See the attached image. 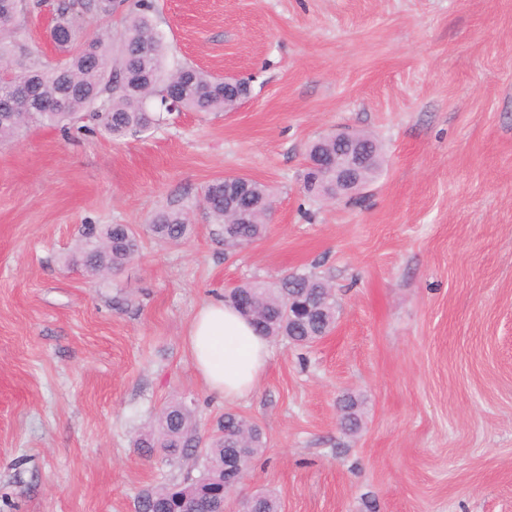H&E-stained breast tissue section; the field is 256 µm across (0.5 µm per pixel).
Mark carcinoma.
Instances as JSON below:
<instances>
[{
  "instance_id": "1",
  "label": "carcinoma",
  "mask_w": 512,
  "mask_h": 512,
  "mask_svg": "<svg viewBox=\"0 0 512 512\" xmlns=\"http://www.w3.org/2000/svg\"><path fill=\"white\" fill-rule=\"evenodd\" d=\"M48 6L54 13L57 30L67 33L54 39L59 58L47 63L23 46L10 40L21 19ZM125 7L126 25L119 36V47L112 37L83 34L84 26ZM152 0H0V62L7 63L11 75L0 77V142L7 141L31 125H57L65 133L74 127L90 131L81 124L88 120L99 131L114 138L145 133L164 121L163 103L167 88H179L176 111L225 112L234 98L249 93V81L224 90V79L189 64L165 69L169 46L155 28L150 14ZM372 158L362 173L365 182L380 171V147L367 137ZM308 194L325 197L336 192V182L304 176ZM272 197L265 185L237 201L244 218L240 224L224 219V180L215 179L202 192V205L211 222L228 243L243 247L258 238L271 212ZM148 229L155 236L179 242L190 231L187 213L167 208L157 212ZM72 261L92 276L117 271L139 254L136 232L129 224L82 225ZM320 278L308 273H290L276 283L253 280L231 289L225 301L247 317L255 330L273 337H284L296 347H307L316 334L326 329L331 299L323 311L303 322H288V301L303 290L316 294ZM359 404L347 399L341 425L347 432L359 428ZM249 447L239 458L240 477L250 471L253 460L263 452L266 441L259 426L247 417L226 412L218 424V434L204 440L192 405L180 400L167 405L151 429L141 434L139 448H158L167 461L193 459L199 475L179 484L144 492L137 501V512H171L177 501L194 512H215L222 497L214 491L224 485V464L238 439Z\"/></svg>"
}]
</instances>
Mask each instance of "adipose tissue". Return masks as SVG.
<instances>
[{
    "label": "adipose tissue",
    "instance_id": "ef3b65f1",
    "mask_svg": "<svg viewBox=\"0 0 512 512\" xmlns=\"http://www.w3.org/2000/svg\"><path fill=\"white\" fill-rule=\"evenodd\" d=\"M185 342L207 390L228 403L253 391L273 357L270 340L221 301L199 307Z\"/></svg>",
    "mask_w": 512,
    "mask_h": 512
}]
</instances>
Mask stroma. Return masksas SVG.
Returning <instances> with one entry per match:
<instances>
[{
  "instance_id": "obj_1",
  "label": "stroma",
  "mask_w": 512,
  "mask_h": 512,
  "mask_svg": "<svg viewBox=\"0 0 512 512\" xmlns=\"http://www.w3.org/2000/svg\"><path fill=\"white\" fill-rule=\"evenodd\" d=\"M175 53L248 79L231 112H175L115 140L34 125L0 147V512H135L191 476L136 437L176 400L204 435L224 412L266 448L229 497L281 512H512V0H155ZM347 127L381 147L362 198L306 193L308 145ZM269 187L263 235L226 246L199 202L211 180ZM189 210L179 244L145 226ZM85 224L140 229L139 256L89 276ZM311 272L337 323L273 343L227 404L185 330L250 280ZM361 402L343 432L340 406Z\"/></svg>"
}]
</instances>
